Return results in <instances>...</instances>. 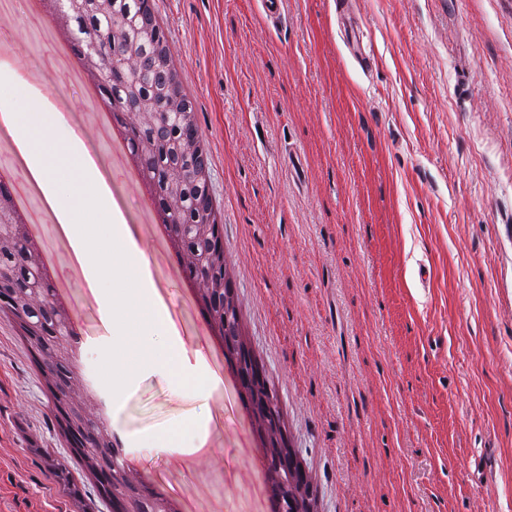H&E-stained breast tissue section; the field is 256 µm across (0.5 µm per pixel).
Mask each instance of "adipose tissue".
Returning <instances> with one entry per match:
<instances>
[{
    "mask_svg": "<svg viewBox=\"0 0 512 512\" xmlns=\"http://www.w3.org/2000/svg\"><path fill=\"white\" fill-rule=\"evenodd\" d=\"M56 112H15L11 126L26 165L46 202L59 218L63 234L79 263L87 265V282L93 295L108 299L104 321L116 340L113 381L124 386L137 367L159 372L173 383L213 395L220 377L207 366L215 355L212 343L187 348L174 323L165 314L156 289L150 288L147 256L133 239L112 195V178L103 175L85 155L72 132L48 142L40 133L60 127ZM112 256V273L104 275L99 265L90 263L91 254ZM165 335L158 348H150L146 337ZM195 361L198 372L187 377L183 368Z\"/></svg>",
    "mask_w": 512,
    "mask_h": 512,
    "instance_id": "obj_1",
    "label": "adipose tissue"
}]
</instances>
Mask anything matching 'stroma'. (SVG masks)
Here are the masks:
<instances>
[{"instance_id": "35a3bbf8", "label": "stroma", "mask_w": 512, "mask_h": 512, "mask_svg": "<svg viewBox=\"0 0 512 512\" xmlns=\"http://www.w3.org/2000/svg\"><path fill=\"white\" fill-rule=\"evenodd\" d=\"M336 0H156L199 100L252 344L318 476L324 512H512V0H352L369 60L348 52ZM0 62L58 86L85 144L118 159L78 75L44 69L52 35L0 0ZM153 257L185 343L198 331L133 184L116 190ZM61 284L79 302L87 367L147 473L191 512H262V478L231 386L206 399L148 369L112 384L113 336L37 196ZM429 270L421 283L420 266ZM211 417L209 450L155 435ZM42 378L0 320V512H62Z\"/></svg>"}]
</instances>
